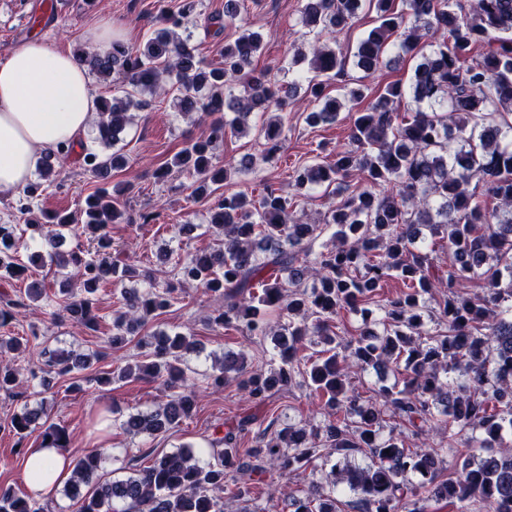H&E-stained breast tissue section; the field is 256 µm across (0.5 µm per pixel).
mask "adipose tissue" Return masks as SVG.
I'll return each mask as SVG.
<instances>
[{"label":"adipose tissue","mask_w":512,"mask_h":512,"mask_svg":"<svg viewBox=\"0 0 512 512\" xmlns=\"http://www.w3.org/2000/svg\"><path fill=\"white\" fill-rule=\"evenodd\" d=\"M96 109L86 72L69 52L35 38L0 60V192L16 194L33 180L42 158L84 142ZM43 479L26 477L29 494L51 496L70 475V459L58 448L35 446Z\"/></svg>","instance_id":"adipose-tissue-1"}]
</instances>
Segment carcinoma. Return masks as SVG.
Segmentation results:
<instances>
[{
  "label": "carcinoma",
  "mask_w": 512,
  "mask_h": 512,
  "mask_svg": "<svg viewBox=\"0 0 512 512\" xmlns=\"http://www.w3.org/2000/svg\"><path fill=\"white\" fill-rule=\"evenodd\" d=\"M375 12L374 26L353 53L367 77L396 65L420 50L410 84L387 85L384 92L355 112L349 146L329 164L313 163L296 177L302 188H333L336 204L321 224H302L290 211L284 190L263 185L258 196L244 191L216 195L225 183L256 165L254 156L219 165L214 150L229 137L246 134L249 117L283 110L300 89L314 102L308 123L333 124L340 112L364 99L365 85L350 77L347 56L320 41L352 22L363 6ZM195 0H181L164 13L165 27L133 50L120 42L106 51H82L76 61L100 81L118 78L120 90L98 100L89 131L94 147L85 148V170L100 182L85 198L79 215L48 217L46 224H29L41 252L76 288H60L63 316L88 333L99 329L95 294L110 281L151 280L133 265L117 269L92 253L105 252L112 240L102 234L124 217L118 207L132 185L111 184L112 172L126 159L116 146L146 109L160 80L169 85L174 108L199 115L206 135L191 138L172 159L154 171L166 180L172 170L192 178V193L216 196L210 228L224 243L178 258L180 278L201 286L220 301L209 317L219 328H234L252 339H274L276 354L266 372L248 370L242 351L224 352L206 385L216 389L235 381L256 407L272 394L294 385L317 398L323 420L276 427L271 420L250 448L241 447L257 422L241 417L224 435L208 441L218 448L205 462L179 449L135 467L123 479H107L98 453L72 460L66 491L81 498L78 512H224V496L249 500L253 490L268 489L266 505L256 512H274V482L334 454L348 458L361 453L369 462L338 468L341 489L312 486L289 498L291 512H337L338 492L357 496L358 512H423L417 507L425 494L446 501L456 512H470L479 501L491 512H512V448L502 450L512 436V0H471L464 10L459 0H304L302 24L314 34L308 52L312 75L300 81L292 70L270 79L256 71L263 50L259 32L241 27L237 38L224 43L221 62H206L191 44L184 20ZM488 50L477 54L482 46ZM343 82L347 92L333 96L328 87ZM266 142L262 161L280 150V116L260 128ZM69 151L45 157L38 180L27 193L37 196L45 184L60 179ZM361 187L351 189V182ZM494 205H489V202ZM81 223L97 234L95 251L61 249L64 231ZM448 242V270L442 271L435 249H427L421 228ZM332 245L318 253L313 246L324 234ZM16 225L0 224V281H28V295L48 297L42 282L29 280V268L16 256ZM393 278L407 291L386 299L380 292ZM482 283L473 294L462 289ZM174 289L126 288L121 310L112 322L108 343L122 350L148 320L171 305ZM437 295L440 319L447 331L425 329L424 296ZM278 308L287 321L277 326L267 311ZM380 317L372 319L374 312ZM373 321L345 339L335 331L340 314ZM322 345L302 355L305 342ZM150 360L118 366L96 377L101 385L114 381H162L167 400L147 411L128 414L125 432L155 437L191 417L197 401L182 365L197 352L180 332L159 333L144 342ZM24 351L21 338L0 336V391L17 388L16 361ZM47 371H31L41 391L49 375L89 369L95 356L73 350L43 348ZM371 370L384 384L375 400H364L350 388L348 363ZM411 436L436 431L439 443L407 448L404 440L382 434L385 417ZM46 417L43 405L25 407L10 420L18 437L16 451L27 454V432ZM481 448L493 452L479 459L459 454L454 471L440 478V449L456 448L463 432ZM49 448H67L70 435L49 425L43 433ZM0 512H44V508L12 488L0 486Z\"/></svg>",
  "instance_id": "obj_1"
}]
</instances>
